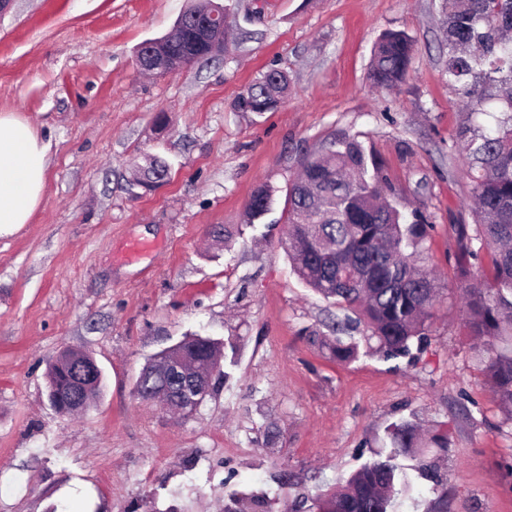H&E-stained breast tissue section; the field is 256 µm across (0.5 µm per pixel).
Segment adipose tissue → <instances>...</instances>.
Listing matches in <instances>:
<instances>
[{"mask_svg":"<svg viewBox=\"0 0 512 512\" xmlns=\"http://www.w3.org/2000/svg\"><path fill=\"white\" fill-rule=\"evenodd\" d=\"M47 152L27 120L0 113V229L31 220L45 189Z\"/></svg>","mask_w":512,"mask_h":512,"instance_id":"1","label":"adipose tissue"}]
</instances>
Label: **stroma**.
I'll use <instances>...</instances> for the list:
<instances>
[{
	"mask_svg": "<svg viewBox=\"0 0 512 512\" xmlns=\"http://www.w3.org/2000/svg\"><path fill=\"white\" fill-rule=\"evenodd\" d=\"M226 50L164 75L136 66L190 0H14L0 15V113L49 145L29 223L0 233V512H319L400 420L445 446L400 459L413 499L397 512H512V428L466 334L458 286L474 232L469 120L448 82L440 0H222ZM387 31L416 52L405 80L370 78ZM284 72L279 108L234 109L260 73ZM497 112L478 116L491 129ZM360 142L391 199L428 224L440 282L410 356L333 361L344 313L306 288L282 247L289 183L330 143ZM164 157L168 180L131 192L132 165ZM271 211L248 226L261 184ZM231 250L211 246L216 225ZM223 344L222 377L184 418L138 398L143 367L189 333ZM92 355L103 385L78 415L48 400L63 350Z\"/></svg>",
	"mask_w": 512,
	"mask_h": 512,
	"instance_id": "stroma-1",
	"label": "stroma"
}]
</instances>
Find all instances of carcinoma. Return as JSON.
Segmentation results:
<instances>
[{
  "mask_svg": "<svg viewBox=\"0 0 512 512\" xmlns=\"http://www.w3.org/2000/svg\"><path fill=\"white\" fill-rule=\"evenodd\" d=\"M442 28L447 48L448 82L459 87L474 114L486 104L501 103L496 129L463 127L456 139L466 145L471 194L477 209L480 248L487 251L491 276L463 283L470 336L489 351L484 359L489 388L512 425V0H442ZM165 52L177 65L212 57L210 43L190 21L177 20L165 36ZM415 52L403 31L382 35L370 61V78L378 86L403 81ZM287 77L268 71L236 101L240 112L261 114L276 107ZM168 164L144 159L142 178L164 180ZM384 186L373 158L363 145L345 140L306 160L286 198L284 249L297 276L342 311L363 319L371 335L362 340L336 337L331 347L338 362L367 351L390 357L409 353L425 335L439 299L437 278L420 268L428 224L419 216L409 222L397 207L381 201ZM272 189L263 185L247 206L248 223L271 208ZM222 343L187 336L171 348L189 362L201 360ZM53 404L72 397L69 372L54 363L47 370ZM445 436L426 434L411 421L386 431L385 453L364 463L346 482L326 496L320 512H394L401 496L413 490L411 477L397 459L414 448L443 445Z\"/></svg>",
  "mask_w": 512,
  "mask_h": 512,
  "instance_id": "1",
  "label": "carcinoma"
}]
</instances>
